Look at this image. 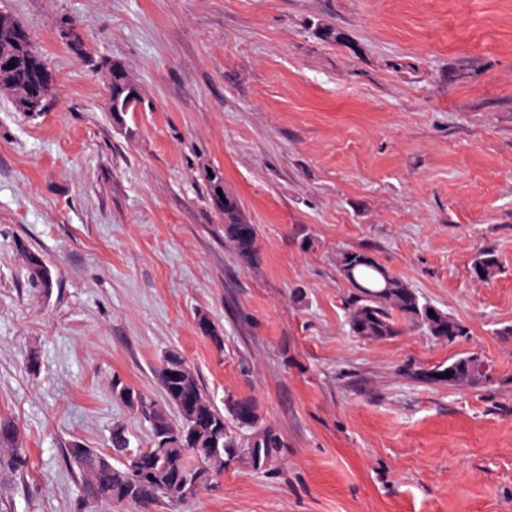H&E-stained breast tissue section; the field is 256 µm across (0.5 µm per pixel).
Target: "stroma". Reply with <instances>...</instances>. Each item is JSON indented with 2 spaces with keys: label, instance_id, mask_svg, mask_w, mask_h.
Listing matches in <instances>:
<instances>
[{
  "label": "stroma",
  "instance_id": "35a3bbf8",
  "mask_svg": "<svg viewBox=\"0 0 512 512\" xmlns=\"http://www.w3.org/2000/svg\"><path fill=\"white\" fill-rule=\"evenodd\" d=\"M57 88L0 94V419L26 471L0 512H116L67 450L146 424L113 379L159 396L179 350L216 406L255 401L283 441L187 512H512V0H0ZM83 24L86 55L58 37ZM144 97L111 119L104 71ZM257 230L240 263L201 179ZM51 266L30 284L22 249ZM361 250L463 323L373 342L348 326L337 257ZM493 251L499 271L473 277ZM207 315L216 351L197 329ZM478 354L477 386L432 380Z\"/></svg>",
  "mask_w": 512,
  "mask_h": 512
}]
</instances>
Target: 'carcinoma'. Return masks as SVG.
Here are the masks:
<instances>
[{
  "label": "carcinoma",
  "instance_id": "obj_1",
  "mask_svg": "<svg viewBox=\"0 0 512 512\" xmlns=\"http://www.w3.org/2000/svg\"><path fill=\"white\" fill-rule=\"evenodd\" d=\"M33 53H38L33 41L16 45L9 61L10 70L0 76V81L9 84L16 103L25 87L30 85L29 56ZM216 212L224 218V238L232 244L241 262L252 264L256 259L257 233H252L248 244L239 243L236 228L246 222L239 200L232 193L224 192V208H218ZM22 255L32 284L45 288L44 280L51 278V271L41 255L28 249L22 250ZM477 265L487 280L498 272L497 259L489 250L481 254ZM338 267L354 290L348 316L354 334L384 341L405 329H417L448 344L469 336L467 327L459 321L455 322V338L442 334V324L448 322V314L425 300L376 259H363L359 251H345L339 255ZM431 310L434 311L432 315L429 314ZM450 369L454 371V377L449 380L445 374ZM155 376L163 394L161 401L119 379L112 383V394L148 424L152 448L160 449L163 436L170 437L168 446L160 454L157 470L134 476L133 460L143 449L130 448L126 430L118 424L112 429L110 456L77 444L67 449L69 460L85 479L91 498L104 499L120 510L136 508L144 512L149 507H160L177 512L193 500L187 495L183 482L190 480L199 466H205L217 482L229 464L265 467L272 461L274 451L281 447L279 434L260 424L258 408H253L254 421L249 425H241L235 419L231 401H226L224 409H219L197 375L188 369L179 351L170 349L162 355ZM433 376L456 386L475 385L487 378L478 370L472 353L455 358L445 368H437ZM190 392L196 397L197 411L209 415L210 420H190L180 413L170 417L169 410H177V402ZM114 459L120 466L112 464ZM27 465V455L17 445L16 427L9 421L0 420V469L6 467L17 472Z\"/></svg>",
  "mask_w": 512,
  "mask_h": 512
}]
</instances>
